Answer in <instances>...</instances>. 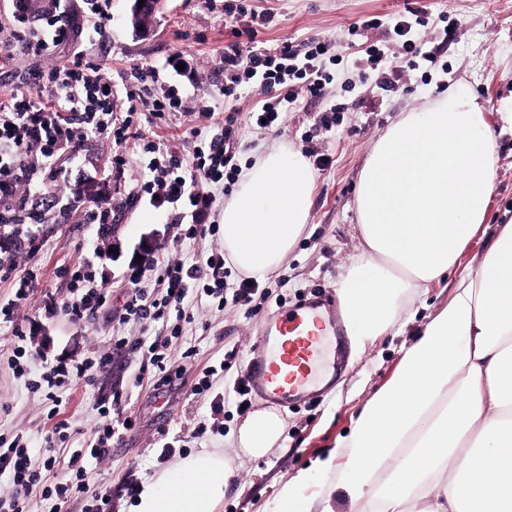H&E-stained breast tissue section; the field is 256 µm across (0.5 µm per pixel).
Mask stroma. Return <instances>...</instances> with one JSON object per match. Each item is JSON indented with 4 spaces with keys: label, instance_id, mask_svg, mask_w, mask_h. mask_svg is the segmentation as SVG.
I'll use <instances>...</instances> for the list:
<instances>
[{
    "label": "stroma",
    "instance_id": "obj_1",
    "mask_svg": "<svg viewBox=\"0 0 512 512\" xmlns=\"http://www.w3.org/2000/svg\"><path fill=\"white\" fill-rule=\"evenodd\" d=\"M256 13L270 17L259 40L275 44L300 42L315 37L332 42L338 64L328 65L327 93L320 98L300 97L285 115L279 130L258 128L251 113L259 99V88L248 85L242 98L225 99L224 48L235 42L248 25L247 18L211 10L207 0H166L155 23L143 31L131 23L133 0H112L109 44L87 43L91 61L102 62L112 79V97L118 114H125L127 78L133 66L156 70L164 81L183 86L182 114L167 123H149L146 105H139L133 120L142 136L166 143L170 149L190 154L187 141L188 113L203 106L214 107L219 115H237L240 133L235 143L236 162L248 169L256 157L274 146L314 153L312 205L308 225L278 271L261 280L251 305L215 306L199 300L189 303L195 315L186 327L182 345L199 350L203 365L221 362L236 353L237 362L215 374L210 393L194 396L181 381L155 387L141 377V354L133 342L162 333L158 323L119 321L124 290L119 283L127 263L143 241L158 240L159 250L146 258V267L156 270L167 262L208 253L224 246L222 237L203 240L200 245L171 244L177 229L173 210L158 209L149 200L131 204L127 197L143 174V154L138 141L121 147L129 165L125 179L112 187L115 218L112 234L101 247L103 260L113 283L112 308L103 311L90 325H76L62 315L51 316L41 309L45 294L65 298L69 290L65 270L95 246L91 226L81 221L80 209L69 221L47 217L38 227L39 250L22 254L20 268L37 266L41 283L20 312L33 329V345L39 352L30 368L40 372L58 359H80L90 351L109 354L110 361L93 372L91 380L80 381L66 393L64 413L71 427L67 448L82 450L93 442L103 419L99 407L112 404L121 394L126 413L136 419L134 430L114 441L110 459L94 465L91 492L107 499L106 512H126L130 499L127 483H140L172 462L207 449L224 456L234 478L225 490L221 512H274L282 488L300 472H307L305 494L312 512H369L364 502H351L318 471L313 462L334 448L345 430L351 429L365 402L397 369L402 352L416 337L428 317L447 306L457 276L477 269L489 242L490 227L512 219V125L500 111L512 98V0H250ZM418 10L423 19L415 36L436 52L435 63H421L405 71L394 87L380 86L376 79L358 76L356 60L368 45L400 52L393 26L407 9ZM181 54L186 62L183 77H175L169 60ZM463 86L484 104L487 120L496 137L493 194L489 206L490 226L481 228L463 251L455 273L412 295L414 316H400L384 335L366 346L340 341L328 360L336 367L333 386L319 401L279 409L284 422L280 440L265 456L254 457L239 448L236 437L245 417L236 410L231 393L239 364L248 360L268 315L278 309V298L295 304L303 297L323 291L337 297L342 276L356 261L360 250L356 215V186L359 171L376 141L401 113L419 112L435 100ZM337 108L336 124L324 129L318 119ZM112 170L111 147L100 140L85 143L78 162L61 186L68 197L89 205L86 186L102 192L103 179ZM12 326L0 323V432H20L32 445H41L53 427L39 396L15 377L8 366ZM116 336L126 337L129 346L112 347ZM222 363V362H221ZM224 396V413L213 416L210 402L215 393Z\"/></svg>",
    "mask_w": 512,
    "mask_h": 512
}]
</instances>
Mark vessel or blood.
Returning <instances> with one entry per match:
<instances>
[{"label":"vessel or blood","instance_id":"1","mask_svg":"<svg viewBox=\"0 0 512 512\" xmlns=\"http://www.w3.org/2000/svg\"><path fill=\"white\" fill-rule=\"evenodd\" d=\"M324 297L304 300L273 316L247 363L251 391L265 401L288 405L320 397L334 380L325 369V345L336 320Z\"/></svg>","mask_w":512,"mask_h":512}]
</instances>
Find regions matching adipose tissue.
<instances>
[{
	"mask_svg": "<svg viewBox=\"0 0 512 512\" xmlns=\"http://www.w3.org/2000/svg\"><path fill=\"white\" fill-rule=\"evenodd\" d=\"M494 148L482 106L464 90L406 113L376 142L356 191L365 248L340 285L358 342L384 333L408 293L455 269L488 221ZM312 183L307 158L280 147L243 174L221 218L241 272L278 269L308 223ZM282 432L280 416L260 409L238 443L260 457ZM316 468L340 472L339 489L378 512H512V221L496 225L478 268L460 275ZM231 477L223 455L196 452L141 484L131 512H219Z\"/></svg>",
	"mask_w": 512,
	"mask_h": 512,
	"instance_id": "ef3b65f1",
	"label": "adipose tissue"
}]
</instances>
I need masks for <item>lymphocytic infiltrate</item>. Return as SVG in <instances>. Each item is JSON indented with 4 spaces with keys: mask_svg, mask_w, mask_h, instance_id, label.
Here are the masks:
<instances>
[{
    "mask_svg": "<svg viewBox=\"0 0 512 512\" xmlns=\"http://www.w3.org/2000/svg\"><path fill=\"white\" fill-rule=\"evenodd\" d=\"M0 11L12 26V50L44 57L67 45L72 52L67 65L37 73L33 81L21 82L0 97V228L8 229L18 248L33 251L37 245L32 226L39 216L53 213L64 218L71 211L69 199L51 187L52 182L66 177L63 160H75L85 142L92 139H104L119 147L130 137L131 121L117 116L111 80L101 76L100 64L89 61L81 47L80 16L93 18L100 40H107L112 0H84L79 9L71 0H55L53 10L42 17L33 15L30 0H6ZM246 35L248 46L234 42L224 49V97L240 98L245 83L259 81L264 97L256 116L264 120L266 128L273 129L282 124L299 95L323 96L329 81L324 62L333 56L329 42L310 38L299 45L283 42L268 47L257 41L256 29H247ZM200 117L210 123V138L196 144L191 156L154 140L144 142L147 173L131 196L135 202L146 198L154 207L169 205L191 213L195 222L183 229L180 238L196 242L218 231L214 191L225 181L234 180L238 172L234 162L236 115L231 113L218 121L213 107L208 106ZM188 161L202 174L204 185L187 181L183 169ZM224 265L220 252L211 253L202 265L183 260L168 263L156 271L155 286L150 290L143 288L138 266H131L126 275L124 320L173 325L169 335L151 336L137 345L143 367L152 369L159 383L176 377L189 380L192 394L209 391L208 377L196 371L197 348L190 346L176 354L172 340L194 320L186 307L188 295L216 300L221 308L252 302L258 283L247 277L228 285ZM6 280L11 282L12 292L0 302V320L13 325L11 366L17 375L26 376L22 359L36 357L37 351L29 346L22 326L15 324L14 314L26 304L38 274L31 269L19 270L15 252L0 251V281ZM108 280V274L97 273L93 258L82 259L70 270L69 298L47 303L48 313L62 314L74 323H94L112 304L111 293L102 288ZM108 361V355L93 351L72 363L46 366L37 378L29 379L31 392L41 395L49 416L57 423L38 462L23 435L8 438L0 434V473L9 472L13 481L11 497L0 498V512H26V503L34 496L63 500L70 494L89 492L84 457L109 459L115 437L120 431L131 430L134 421L127 416L117 426L105 423L98 428L88 453H69L62 447L68 438V424L60 420L59 413L65 404L66 387L87 378Z\"/></svg>",
    "mask_w": 512,
    "mask_h": 512,
    "instance_id": "1",
    "label": "lymphocytic infiltrate"
}]
</instances>
